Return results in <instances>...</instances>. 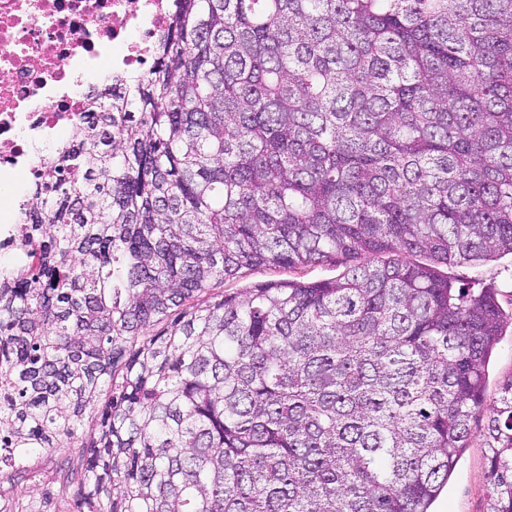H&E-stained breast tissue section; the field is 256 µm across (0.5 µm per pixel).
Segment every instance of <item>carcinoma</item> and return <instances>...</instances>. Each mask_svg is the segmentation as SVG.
Instances as JSON below:
<instances>
[{"instance_id": "cac0c4a2", "label": "carcinoma", "mask_w": 512, "mask_h": 512, "mask_svg": "<svg viewBox=\"0 0 512 512\" xmlns=\"http://www.w3.org/2000/svg\"><path fill=\"white\" fill-rule=\"evenodd\" d=\"M47 168L0 462L68 440L76 512H429L512 323L439 270L512 255V0H176ZM482 437L512 512V376ZM339 270L331 266H317L312 268L288 271H272L267 269L245 271L243 278L237 285L224 286V288H239L245 284L258 281L277 280V279H297V280H316L329 278L338 274Z\"/></svg>"}]
</instances>
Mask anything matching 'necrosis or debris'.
Segmentation results:
<instances>
[{
	"label": "necrosis or debris",
	"instance_id": "obj_1",
	"mask_svg": "<svg viewBox=\"0 0 512 512\" xmlns=\"http://www.w3.org/2000/svg\"><path fill=\"white\" fill-rule=\"evenodd\" d=\"M167 0H0V186L46 183V162L95 98L146 75ZM24 203L0 195V269L22 260Z\"/></svg>",
	"mask_w": 512,
	"mask_h": 512
}]
</instances>
